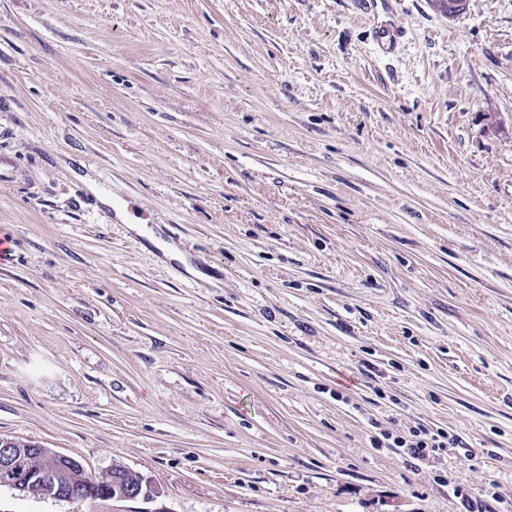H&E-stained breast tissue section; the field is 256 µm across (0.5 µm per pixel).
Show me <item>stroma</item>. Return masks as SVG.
I'll return each mask as SVG.
<instances>
[{
  "label": "stroma",
  "instance_id": "obj_1",
  "mask_svg": "<svg viewBox=\"0 0 512 512\" xmlns=\"http://www.w3.org/2000/svg\"><path fill=\"white\" fill-rule=\"evenodd\" d=\"M0 235V437L151 487L0 512H512V0H0ZM411 436L413 438L409 441L397 439L394 443L398 448H407V455L414 460L424 459L430 452L447 448L448 444L453 445L454 448L465 449V442L459 436L448 439V434L440 431L432 432L421 428L413 431Z\"/></svg>",
  "mask_w": 512,
  "mask_h": 512
}]
</instances>
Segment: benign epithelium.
Instances as JSON below:
<instances>
[{
  "label": "benign epithelium",
  "instance_id": "obj_1",
  "mask_svg": "<svg viewBox=\"0 0 512 512\" xmlns=\"http://www.w3.org/2000/svg\"><path fill=\"white\" fill-rule=\"evenodd\" d=\"M20 493L30 490L60 501L97 497L136 500L150 495L143 475L135 488L124 490L110 477L89 481L78 461L34 443L0 438V487Z\"/></svg>",
  "mask_w": 512,
  "mask_h": 512
}]
</instances>
